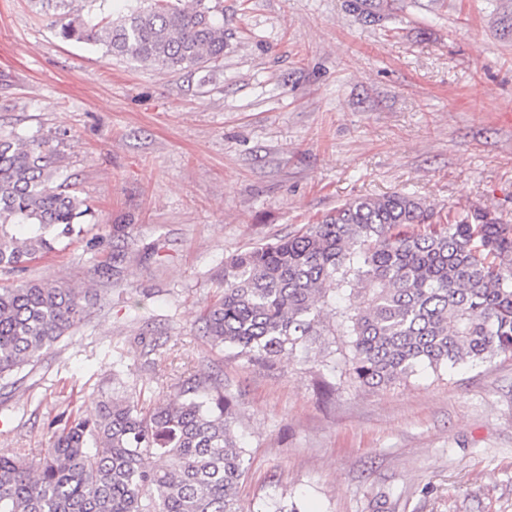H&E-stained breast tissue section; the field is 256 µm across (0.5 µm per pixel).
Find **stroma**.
<instances>
[{"label": "stroma", "mask_w": 512, "mask_h": 512, "mask_svg": "<svg viewBox=\"0 0 512 512\" xmlns=\"http://www.w3.org/2000/svg\"><path fill=\"white\" fill-rule=\"evenodd\" d=\"M224 56L172 73L62 39L0 0V132L51 140L91 208L21 278L100 293L0 383V453L61 412L191 377L233 401L243 512H512V356L362 389L328 362L247 361L202 335L224 259L344 202L402 191L512 224V0H219Z\"/></svg>", "instance_id": "1"}]
</instances>
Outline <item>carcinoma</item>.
Instances as JSON below:
<instances>
[{
	"label": "carcinoma",
	"instance_id": "carcinoma-1",
	"mask_svg": "<svg viewBox=\"0 0 512 512\" xmlns=\"http://www.w3.org/2000/svg\"><path fill=\"white\" fill-rule=\"evenodd\" d=\"M61 12L66 40L169 71L224 56L211 0H133L115 20L83 18V0H36ZM48 142L0 134V271H22L76 233L88 209L58 181ZM421 199L357 197L294 234L224 259V292L204 335L248 360L309 353L331 329L336 291L351 336L350 377L381 387L417 367L512 355V226L481 212L435 224ZM89 292L25 280L0 288V381L81 324ZM37 460L0 454V512H240L244 450L224 392L183 389L146 406L134 394L67 413Z\"/></svg>",
	"mask_w": 512,
	"mask_h": 512
}]
</instances>
